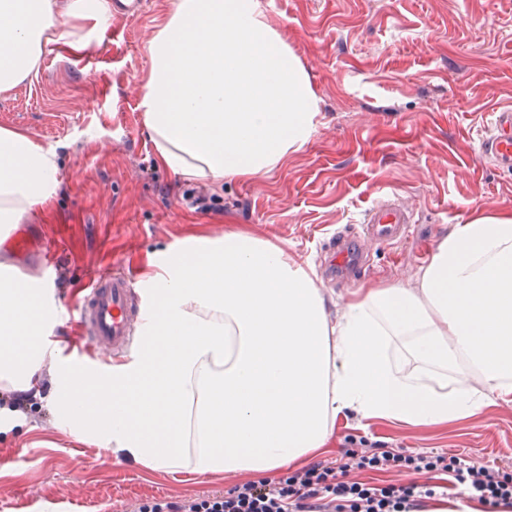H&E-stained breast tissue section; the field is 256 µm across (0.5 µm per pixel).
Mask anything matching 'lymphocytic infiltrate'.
<instances>
[{"label":"lymphocytic infiltrate","instance_id":"lymphocytic-infiltrate-1","mask_svg":"<svg viewBox=\"0 0 512 512\" xmlns=\"http://www.w3.org/2000/svg\"><path fill=\"white\" fill-rule=\"evenodd\" d=\"M392 471L407 473L408 481L384 485L358 479L362 472ZM444 473L471 497L512 512V471L465 463L445 452H393L351 436L336 465L314 463L274 484L247 481L224 495L191 502L150 501L138 512H420L424 500L438 493L432 476Z\"/></svg>","mask_w":512,"mask_h":512}]
</instances>
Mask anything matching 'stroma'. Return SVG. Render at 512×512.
<instances>
[{
    "label": "stroma",
    "mask_w": 512,
    "mask_h": 512,
    "mask_svg": "<svg viewBox=\"0 0 512 512\" xmlns=\"http://www.w3.org/2000/svg\"><path fill=\"white\" fill-rule=\"evenodd\" d=\"M173 3L145 0L136 18L113 17L83 51L54 47L35 78L0 93V125L53 146L61 161L49 208L20 223L55 244L57 264L18 261L43 270L56 297L95 269L141 274L149 257L192 232L250 230L287 242L316 269L328 235L358 224L382 197H401L414 210L408 241L372 247L359 280L318 277L341 304L366 285L413 284L453 225L483 208L512 209V172L478 153L490 113L512 107V0H260L312 81L321 125L277 171L190 184L157 163L138 110L147 44ZM52 389L43 378L28 412L0 434V450L29 454L21 476L0 460L1 501L24 487L137 512L152 499L219 496L243 481L153 469L75 440L42 401ZM350 435L512 470V402L432 428L348 414L319 462L339 459Z\"/></svg>",
    "instance_id": "1"
}]
</instances>
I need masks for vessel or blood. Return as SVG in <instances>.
Returning a JSON list of instances; mask_svg holds the SVG:
<instances>
[{"instance_id": "b4317fda", "label": "vessel or blood", "mask_w": 512, "mask_h": 512, "mask_svg": "<svg viewBox=\"0 0 512 512\" xmlns=\"http://www.w3.org/2000/svg\"><path fill=\"white\" fill-rule=\"evenodd\" d=\"M480 150L495 166L512 167V108L492 112L480 140ZM414 222L412 210L398 197L387 196L369 208L360 227L337 233L326 251L328 270L340 269L347 279H355L368 265L366 243L395 245L405 242ZM16 249L25 256L35 255L52 262L54 244L27 238L23 233L13 236ZM134 278L118 270H101L87 277L79 288L76 304L77 323L84 344L82 355L93 357L96 349L108 348L112 353L128 349L132 330L139 317L134 302ZM0 512H53L46 501L26 495L0 502Z\"/></svg>"}]
</instances>
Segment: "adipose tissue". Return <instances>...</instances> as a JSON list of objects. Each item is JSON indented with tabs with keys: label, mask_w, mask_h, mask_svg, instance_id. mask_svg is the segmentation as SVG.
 <instances>
[{
	"label": "adipose tissue",
	"mask_w": 512,
	"mask_h": 512,
	"mask_svg": "<svg viewBox=\"0 0 512 512\" xmlns=\"http://www.w3.org/2000/svg\"><path fill=\"white\" fill-rule=\"evenodd\" d=\"M111 18L112 0H0V92L53 44L83 50ZM147 52L142 122L179 180L276 171L320 124L299 57L256 0H176ZM58 181L53 147L0 126V246ZM150 266L135 352L76 372L47 341L63 310L52 285L1 259L0 388L51 373L71 435L202 476L305 463L350 412L438 426L512 402L511 211L454 225L415 285L359 289L334 319L287 244L248 231L185 238Z\"/></svg>",
	"instance_id": "ef3b65f1"
}]
</instances>
